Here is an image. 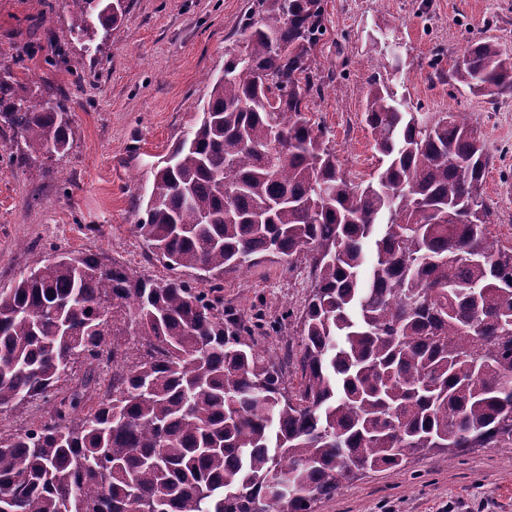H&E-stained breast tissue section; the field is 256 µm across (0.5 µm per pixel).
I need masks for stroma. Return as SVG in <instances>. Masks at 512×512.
<instances>
[{
    "instance_id": "obj_1",
    "label": "stroma",
    "mask_w": 512,
    "mask_h": 512,
    "mask_svg": "<svg viewBox=\"0 0 512 512\" xmlns=\"http://www.w3.org/2000/svg\"><path fill=\"white\" fill-rule=\"evenodd\" d=\"M255 0H126L97 55L70 33L65 0H0V61L20 57L28 86L69 96L73 142L52 159L14 166L19 134L0 129V288L42 266L55 251L94 253L163 277L133 225L152 166L195 126L199 107L240 39ZM326 34L315 50L324 68L345 70L340 91L310 103L337 158L352 175L379 168L361 112L372 79L411 111L471 113L488 165L483 192L494 203L492 230L512 245V96L496 101L454 84H429L431 63L454 71L468 43L498 41L512 57V0H324ZM52 21L69 50L56 66L31 48L44 43L31 20ZM310 282L302 268L267 265L228 278L224 302L245 314L298 307ZM315 512H512V442L448 459L421 455L402 468L346 484Z\"/></svg>"
}]
</instances>
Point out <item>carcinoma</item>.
<instances>
[{
	"mask_svg": "<svg viewBox=\"0 0 512 512\" xmlns=\"http://www.w3.org/2000/svg\"><path fill=\"white\" fill-rule=\"evenodd\" d=\"M67 3L71 34L101 52L124 0ZM324 13L256 0L197 124L154 165L134 231L167 276L63 251L0 288V414L48 407L0 430V512H315L364 471L512 441V247L491 230L474 121L420 118L374 79L362 119L379 172L351 176L306 116L343 78L312 53ZM14 66L0 64V124L25 144L11 162L65 153L58 90L26 94ZM451 81L511 95L512 61L477 39ZM299 263L302 308L224 305L227 277ZM287 323L299 350L281 359L258 337ZM129 331L141 346L123 347Z\"/></svg>",
	"mask_w": 512,
	"mask_h": 512,
	"instance_id": "cac0c4a2",
	"label": "carcinoma"
}]
</instances>
